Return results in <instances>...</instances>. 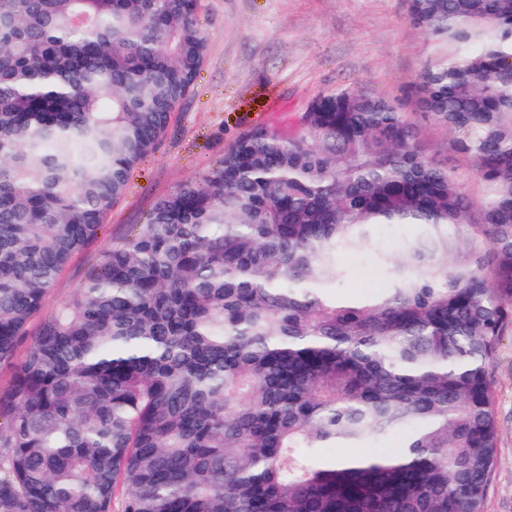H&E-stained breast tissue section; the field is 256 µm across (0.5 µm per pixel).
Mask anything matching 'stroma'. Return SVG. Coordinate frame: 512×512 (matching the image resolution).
<instances>
[{
	"instance_id": "obj_1",
	"label": "stroma",
	"mask_w": 512,
	"mask_h": 512,
	"mask_svg": "<svg viewBox=\"0 0 512 512\" xmlns=\"http://www.w3.org/2000/svg\"><path fill=\"white\" fill-rule=\"evenodd\" d=\"M198 22L207 53L193 90L156 151L131 172L98 238L58 277L42 317L76 295L112 244L145 223L159 197L198 180L240 134L265 125L292 132L311 98L347 85L402 102L436 56L406 0H201ZM419 125L430 153L447 163L465 196L480 203L481 183L469 164L449 156L447 134L425 119ZM341 264L343 293L387 285L369 252L347 253ZM490 378L499 441L484 512H512V332L501 340Z\"/></svg>"
}]
</instances>
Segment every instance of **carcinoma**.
Returning <instances> with one entry per match:
<instances>
[{"mask_svg": "<svg viewBox=\"0 0 512 512\" xmlns=\"http://www.w3.org/2000/svg\"><path fill=\"white\" fill-rule=\"evenodd\" d=\"M413 111L252 128L45 318L0 396V512H484L512 331V0H407ZM200 0H0V365L194 87ZM484 187L472 204L415 114ZM424 234L402 254L385 226ZM389 287L336 291L341 256ZM408 430L373 457L332 462ZM418 234V226L406 225L400 228L382 230L379 234V240L387 249H393V252L399 253L402 240L415 237Z\"/></svg>", "mask_w": 512, "mask_h": 512, "instance_id": "obj_1", "label": "carcinoma"}]
</instances>
